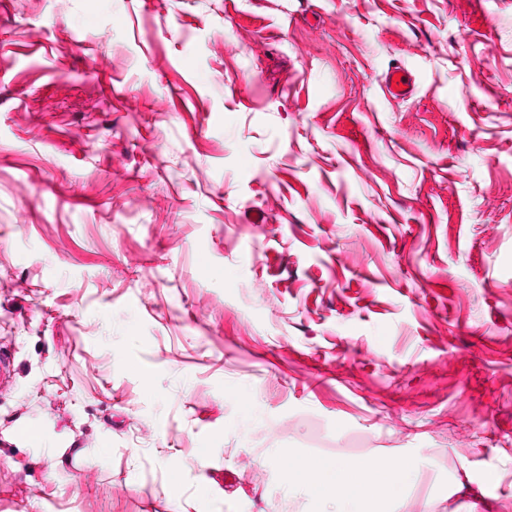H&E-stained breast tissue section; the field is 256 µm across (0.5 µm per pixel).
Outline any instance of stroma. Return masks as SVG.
I'll list each match as a JSON object with an SVG mask.
<instances>
[{
    "mask_svg": "<svg viewBox=\"0 0 512 512\" xmlns=\"http://www.w3.org/2000/svg\"><path fill=\"white\" fill-rule=\"evenodd\" d=\"M0 354V512H512V0H0ZM384 83L387 92L393 97H406L411 92L410 79L401 67L392 68L386 74ZM288 489H294L301 480L297 469L304 473L306 494L334 505L332 512L399 511V506L418 479L420 467L416 463L398 466L372 459L344 462L327 460L302 462L288 470Z\"/></svg>",
    "mask_w": 512,
    "mask_h": 512,
    "instance_id": "obj_1",
    "label": "stroma"
}]
</instances>
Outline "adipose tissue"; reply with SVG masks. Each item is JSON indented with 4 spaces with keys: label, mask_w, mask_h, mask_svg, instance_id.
<instances>
[{
    "label": "adipose tissue",
    "mask_w": 512,
    "mask_h": 512,
    "mask_svg": "<svg viewBox=\"0 0 512 512\" xmlns=\"http://www.w3.org/2000/svg\"><path fill=\"white\" fill-rule=\"evenodd\" d=\"M420 468L372 459L303 462L289 470L288 487L331 502L333 512H398Z\"/></svg>",
    "instance_id": "ef3b65f1"
}]
</instances>
